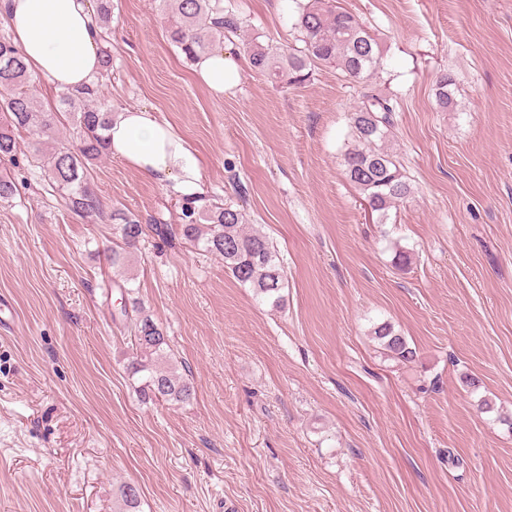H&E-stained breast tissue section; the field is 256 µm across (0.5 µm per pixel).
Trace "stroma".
<instances>
[{
	"label": "stroma",
	"instance_id": "35a3bbf8",
	"mask_svg": "<svg viewBox=\"0 0 512 512\" xmlns=\"http://www.w3.org/2000/svg\"><path fill=\"white\" fill-rule=\"evenodd\" d=\"M380 44L410 195L372 213L344 173L357 86L244 67L224 97L192 76L157 0H112L113 111L155 110L188 143L205 204L269 236L281 307L180 236L112 268L107 224L70 213L17 137L0 201V512H512V0H338ZM243 41L297 46L295 0H224ZM455 80V111L435 82ZM110 208L181 222L168 184L106 157ZM411 262L399 266L397 250ZM170 338L190 402L142 403L122 284ZM391 324L401 363L370 335ZM494 411L482 410L483 401ZM373 334L387 356L404 363L415 360L416 350L410 346L404 336L396 333L389 324L377 325L374 327Z\"/></svg>",
	"mask_w": 512,
	"mask_h": 512
}]
</instances>
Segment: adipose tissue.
<instances>
[{
    "label": "adipose tissue",
    "instance_id": "1",
    "mask_svg": "<svg viewBox=\"0 0 512 512\" xmlns=\"http://www.w3.org/2000/svg\"><path fill=\"white\" fill-rule=\"evenodd\" d=\"M89 0H0V21L34 74L56 89L73 91L95 81L101 69ZM193 73L220 96L241 79L240 63L222 50L197 58ZM108 151L142 175L170 182L183 197L204 193L197 160L171 126L145 107H126L112 119Z\"/></svg>",
    "mask_w": 512,
    "mask_h": 512
}]
</instances>
